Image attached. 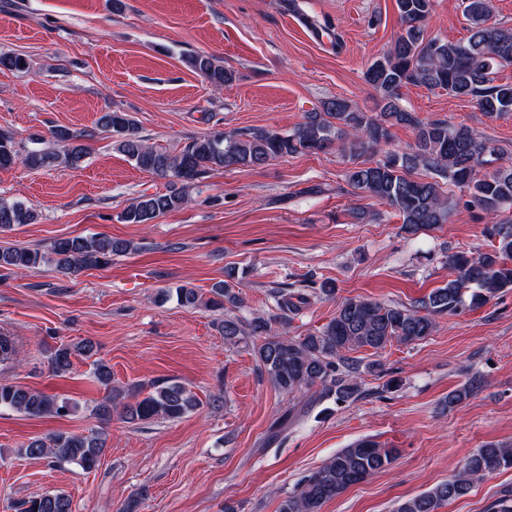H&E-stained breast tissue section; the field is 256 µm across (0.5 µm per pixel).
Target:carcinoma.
Listing matches in <instances>:
<instances>
[{"mask_svg":"<svg viewBox=\"0 0 512 512\" xmlns=\"http://www.w3.org/2000/svg\"><path fill=\"white\" fill-rule=\"evenodd\" d=\"M462 5L469 36L451 42L424 37L433 0H396L401 31L392 49L365 72L366 82L382 94L383 105L376 114L364 112L346 99H330L323 103L322 111L306 113L304 121L289 132L216 130L190 138L175 153L147 145L139 127L125 112L109 111L99 119L100 126L112 134L116 149L137 168L169 179L166 192L141 194L124 209L120 218L127 224H149L180 208L186 202L185 189L216 168H257L274 158L319 154L334 146L350 163L345 173L348 184L356 193L391 207L402 219L401 230L407 235L448 222L455 207L446 191L450 185L465 189V206L482 213L488 249L448 254V281L407 306L346 298L319 330L292 337L286 328L309 303L310 294L303 289L281 288L275 295V314L258 315L248 323L233 317L219 322L228 344L252 338L260 368L282 393L292 395L303 388L320 387L313 401L300 409L303 414L324 399L332 397L342 403L360 396L362 373H374L380 364L363 363L357 352L378 354L394 343L413 345L433 334L437 317L477 308L497 294L512 290V221L500 218L503 208L512 205V162L497 165L512 155V147L462 123L423 120L398 103L399 88L412 83L467 98L489 118L512 112V83H495L496 72L512 66V28L494 19L493 0H462ZM186 64L218 88L234 78L232 71L210 55L192 54ZM395 126L413 130V145L380 160L367 158L389 140ZM83 137L85 134L78 131L57 129L52 134L55 147L22 152L11 134L0 132V168H10L19 161L30 168L54 163L76 166L86 156ZM36 217V210L22 201L0 200L1 232L16 224H32ZM134 249L129 242L100 235L59 239L47 253L38 248L0 246V267L30 273L51 264L57 272L71 275L106 267L112 264V256ZM211 294L205 300L187 284L165 291V296H175L185 307L209 311L241 303L239 292L227 282L215 284ZM95 354V343L82 339L51 349L48 364L53 372L65 374L74 358L90 359ZM93 376L105 392L92 409L93 417L102 424L112 420V408L119 405L128 423L176 420L198 406L192 392L173 380L153 384L152 390L141 397L113 387L112 370L102 362H94ZM480 386V377H469L448 393V408L463 403ZM0 408L32 417H65L76 404L56 395L0 383ZM105 447L102 430L86 434L57 432L31 439L19 454L73 464L89 472L99 465ZM392 460L393 449L372 439L358 440L305 476L298 489L281 502L280 512H321L326 502L386 469ZM509 468L512 446L489 443L477 449L451 479L403 501L395 512H440L488 474ZM22 512H72V502L63 493L42 494L25 501Z\"/></svg>","mask_w":512,"mask_h":512,"instance_id":"carcinoma-1","label":"carcinoma"}]
</instances>
